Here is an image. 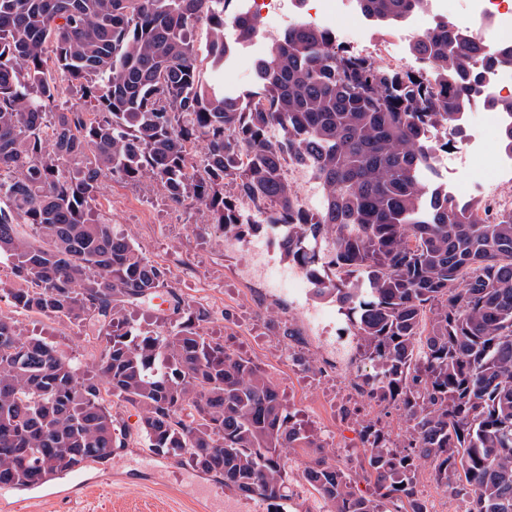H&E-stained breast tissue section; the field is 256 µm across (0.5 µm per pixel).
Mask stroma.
<instances>
[{
  "label": "stroma",
  "mask_w": 512,
  "mask_h": 512,
  "mask_svg": "<svg viewBox=\"0 0 512 512\" xmlns=\"http://www.w3.org/2000/svg\"><path fill=\"white\" fill-rule=\"evenodd\" d=\"M97 209L147 259L171 268L181 294L209 306L212 318L203 332L258 363L306 430L337 433L343 443L357 445L356 427L337 422L325 406L335 390L328 368L336 361V330L343 323L335 304L305 296L288 283L241 276L247 254L226 247L210 213L172 205L153 182L130 185L105 178ZM16 320L24 333L42 337L82 366L99 354V345L83 341L68 322L25 313ZM288 323L297 332L295 339L282 334ZM288 347L309 358L310 367L280 357ZM143 452V445L130 443L105 460L87 463L77 475L58 476L42 489H20L13 496L24 512H269L267 503L241 496L176 459H159L167 477L156 482L152 471L131 465Z\"/></svg>",
  "instance_id": "stroma-1"
}]
</instances>
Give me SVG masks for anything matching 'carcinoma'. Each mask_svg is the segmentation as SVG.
<instances>
[{
  "mask_svg": "<svg viewBox=\"0 0 512 512\" xmlns=\"http://www.w3.org/2000/svg\"><path fill=\"white\" fill-rule=\"evenodd\" d=\"M233 2L0 0V294L100 345L83 370L0 313V486L30 488L136 439L274 512H288L295 473L327 512H423V465L441 486L457 477L467 512H512V207L483 218L480 201L421 179L429 127L463 135L457 115L478 93L480 65H512V42L484 56L466 26L439 21L411 45L434 70L426 82L299 27L258 60L252 102L202 76V63L222 69L236 49L224 24L244 41L256 33L228 12ZM358 3L388 29L426 0ZM67 89L79 104L59 110ZM285 156L311 168L318 209L295 205ZM106 175L153 181L210 212L226 238L288 225L282 254L345 316L371 368L367 397L392 402L405 423L393 446L375 431L361 449L369 494L256 362L203 334L211 313L173 288L171 270L95 214ZM327 239L330 275L312 261ZM160 296L155 327L131 321ZM119 408L135 411L133 425ZM298 448L313 449L299 465Z\"/></svg>",
  "mask_w": 512,
  "mask_h": 512,
  "instance_id": "1",
  "label": "carcinoma"
}]
</instances>
